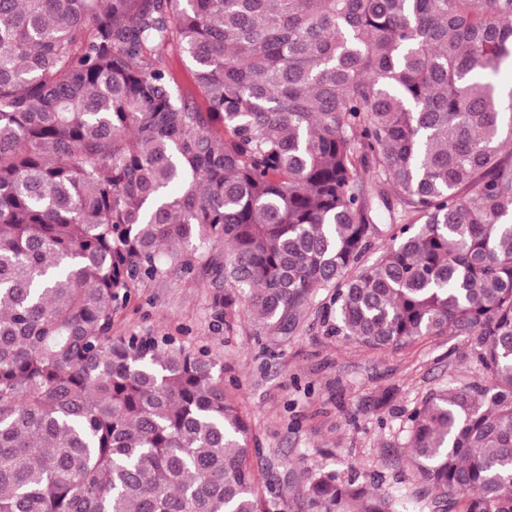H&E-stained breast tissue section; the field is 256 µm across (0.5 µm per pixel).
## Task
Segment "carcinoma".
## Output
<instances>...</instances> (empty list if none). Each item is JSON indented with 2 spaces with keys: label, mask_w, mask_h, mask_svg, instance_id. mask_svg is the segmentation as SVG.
Here are the masks:
<instances>
[{
  "label": "carcinoma",
  "mask_w": 512,
  "mask_h": 512,
  "mask_svg": "<svg viewBox=\"0 0 512 512\" xmlns=\"http://www.w3.org/2000/svg\"><path fill=\"white\" fill-rule=\"evenodd\" d=\"M503 67L512 0H0V512H272L221 357L112 335L199 273L228 333L329 288L365 348L467 337L405 447L433 512H512ZM305 497L396 512L353 463ZM166 68L177 90L186 94H195L193 68L182 53L176 50L169 52L166 58Z\"/></svg>",
  "instance_id": "carcinoma-1"
}]
</instances>
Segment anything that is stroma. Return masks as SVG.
I'll return each instance as SVG.
<instances>
[{
    "mask_svg": "<svg viewBox=\"0 0 512 512\" xmlns=\"http://www.w3.org/2000/svg\"><path fill=\"white\" fill-rule=\"evenodd\" d=\"M208 280L158 279L132 292L113 335L178 336L209 347L224 362V380L258 437L254 459L261 491H274L278 512H310L307 472L344 471L357 463L382 491L432 512L404 446L408 410L472 369L463 336L423 338L395 351H372L328 335V291L317 293L288 334L241 314L233 335L214 326Z\"/></svg>",
    "mask_w": 512,
    "mask_h": 512,
    "instance_id": "stroma-1",
    "label": "stroma"
}]
</instances>
